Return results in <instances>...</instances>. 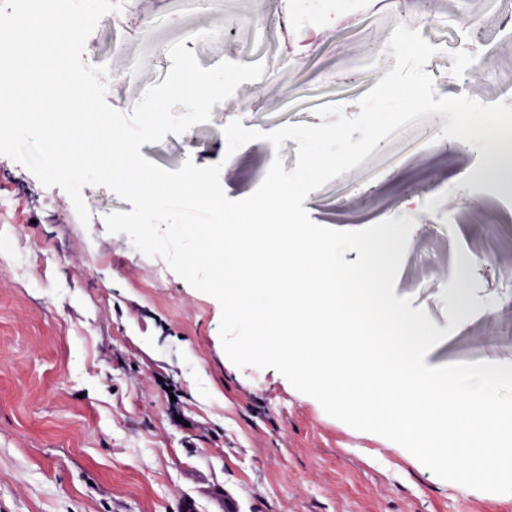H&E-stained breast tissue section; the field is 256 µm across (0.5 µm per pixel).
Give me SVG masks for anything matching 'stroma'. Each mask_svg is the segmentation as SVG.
I'll return each mask as SVG.
<instances>
[{"label":"stroma","instance_id":"1","mask_svg":"<svg viewBox=\"0 0 512 512\" xmlns=\"http://www.w3.org/2000/svg\"><path fill=\"white\" fill-rule=\"evenodd\" d=\"M244 0H136L127 23L104 16L88 37L82 59L109 68L108 104L131 111L145 89L161 83L168 47L184 40L202 67L232 60L262 63L263 75L242 83L216 105L208 122L143 145L147 159L169 170L185 161L209 166L230 158L221 185L239 200L263 182L275 157L296 165L295 141L274 150L264 139L227 154L231 120L272 132L288 124H319L315 110L343 106L358 114L359 99L395 64L379 27L425 30L426 0H372L362 19L349 0L335 26L311 31L272 0L261 24L244 19ZM431 39L446 47L426 66L441 96L467 92L461 58L482 43L491 60L480 103L512 106V53L497 30H460L440 13ZM245 22L249 54H228L231 28ZM207 32L191 41L190 33ZM373 41L368 56L346 52L347 41ZM344 78L328 85L325 73ZM298 77L301 86L270 101V83ZM418 127L427 148L396 136L381 141L358 167L307 197L321 226L355 231L384 219L411 217L395 294L411 298L433 323L447 328L443 288L458 251L457 221L449 202L478 204L483 223L472 225L468 248L494 253L496 224L512 225V196L490 182L456 183L459 167H424L421 157L454 154L456 139H437L434 122ZM43 185L24 166L0 155V196L17 203V223H0V512H217L221 493L241 512H512V493L461 490L423 467L404 448L357 431L301 396L272 368H238L220 337L221 306L171 270L165 258L138 251L124 234L107 230L109 211L130 203L103 186H87L89 210L81 223L64 190L55 217L42 207ZM359 198L357 212L345 209ZM479 304L467 334L449 335L431 361L446 365L512 356V267L478 265L466 282Z\"/></svg>","mask_w":512,"mask_h":512}]
</instances>
